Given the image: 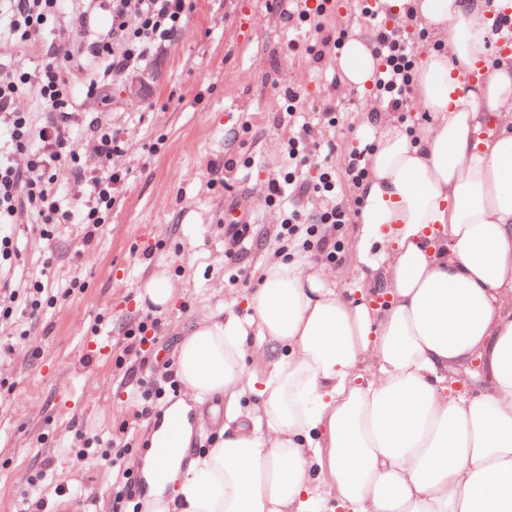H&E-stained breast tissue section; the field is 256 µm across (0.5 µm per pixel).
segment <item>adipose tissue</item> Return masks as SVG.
<instances>
[{
	"mask_svg": "<svg viewBox=\"0 0 512 512\" xmlns=\"http://www.w3.org/2000/svg\"><path fill=\"white\" fill-rule=\"evenodd\" d=\"M386 4L438 43L413 81L433 121H376L358 285L280 257L185 328L184 397L152 433L178 425L183 452L145 459L147 512H512V56L491 55L488 0ZM336 69L367 91L369 37ZM179 294L160 265L136 300L161 314ZM216 398L223 423L186 456L190 402Z\"/></svg>",
	"mask_w": 512,
	"mask_h": 512,
	"instance_id": "obj_1",
	"label": "adipose tissue"
}]
</instances>
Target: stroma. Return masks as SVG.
<instances>
[{
    "mask_svg": "<svg viewBox=\"0 0 512 512\" xmlns=\"http://www.w3.org/2000/svg\"><path fill=\"white\" fill-rule=\"evenodd\" d=\"M288 25L287 8H270L268 0H192L181 34L148 58L144 70L157 80L146 98L128 100L118 85L109 105L78 100V111L91 118L107 113L120 127L128 142L120 162L129 173L91 246L74 224L59 225L49 242L34 231L19 240L23 264L16 278L39 272L50 252L48 284L77 278L84 288L45 310L22 348L0 328V375L15 382L13 394L0 399V512H20L25 480L46 460L50 476L38 496L47 512H60L63 501L77 505L89 492L91 512H112L109 468L94 456L76 457L72 432L104 439L126 422L136 434L134 461L148 453L154 421L136 417L116 357L125 327L143 311L137 287L157 265L168 266L182 286L177 307L160 317L148 361L161 373L175 372L183 330L201 306L257 287L262 266L274 257L269 239L278 216L266 207L261 186L278 175L289 136L277 121L282 91L298 90L300 121L335 143L339 163L361 147L360 127L384 113L369 94L340 85L335 60L286 57ZM327 105L339 114L336 127L321 120ZM245 122L263 169L224 173V156L238 151L234 134ZM159 137L160 152L146 154L145 144ZM234 205L252 226L247 279L236 283L228 280L224 258V211ZM101 336L111 337V352L98 351ZM58 485L66 489L61 500L53 493Z\"/></svg>",
    "mask_w": 512,
    "mask_h": 512,
    "instance_id": "35a3bbf8",
    "label": "stroma"
}]
</instances>
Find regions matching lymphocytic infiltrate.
Segmentation results:
<instances>
[{
    "label": "lymphocytic infiltrate",
    "mask_w": 512,
    "mask_h": 512,
    "mask_svg": "<svg viewBox=\"0 0 512 512\" xmlns=\"http://www.w3.org/2000/svg\"><path fill=\"white\" fill-rule=\"evenodd\" d=\"M65 0H0V45L23 49L38 38L50 44L39 66L26 71L0 59V323L28 335L45 307L78 288V281L51 292L43 277L16 283L11 275L20 260L14 226L32 218L40 236L53 237L57 225L79 224L92 242L106 223L128 170L118 159L125 140L114 124L92 119L79 128L77 90L96 97L138 69L148 56L171 45L188 21L190 0H107L110 29L106 38L86 41L77 28L57 29L53 22ZM326 0L300 4L288 19L296 39L289 53L323 61L342 49L347 30L326 32ZM360 10L370 22L374 51L380 59L371 94L387 111L406 109L416 54L414 38L390 28L366 0ZM90 146L94 166H86L83 146ZM332 143L317 139L311 126H298L287 141L278 177L264 184L268 205L282 209L276 233L278 252L301 247L317 260L336 265L345 249L342 229L359 212L365 170L357 153L343 168L331 161ZM320 200L315 212L301 198Z\"/></svg>",
    "instance_id": "1"
}]
</instances>
